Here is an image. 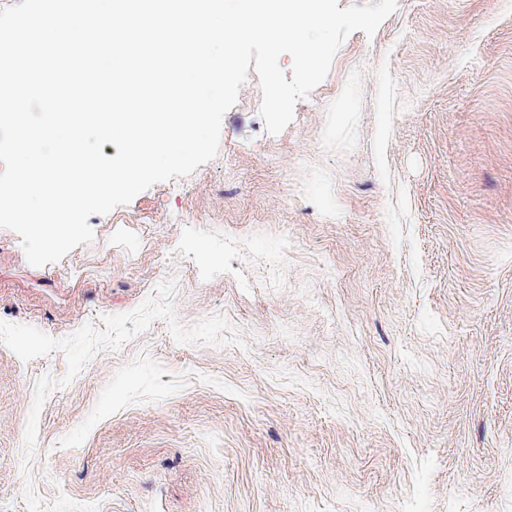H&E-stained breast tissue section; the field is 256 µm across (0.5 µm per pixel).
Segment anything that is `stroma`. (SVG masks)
Instances as JSON below:
<instances>
[{"instance_id": "35a3bbf8", "label": "stroma", "mask_w": 512, "mask_h": 512, "mask_svg": "<svg viewBox=\"0 0 512 512\" xmlns=\"http://www.w3.org/2000/svg\"><path fill=\"white\" fill-rule=\"evenodd\" d=\"M0 228V512H512V0H398L267 133Z\"/></svg>"}]
</instances>
